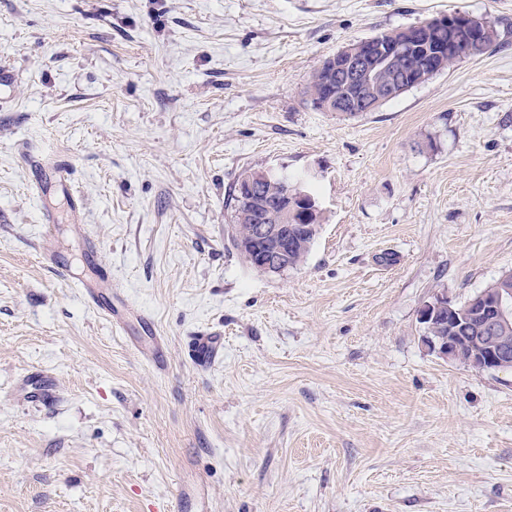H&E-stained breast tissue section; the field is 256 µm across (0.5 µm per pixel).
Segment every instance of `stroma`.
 <instances>
[{
	"label": "stroma",
	"instance_id": "stroma-1",
	"mask_svg": "<svg viewBox=\"0 0 512 512\" xmlns=\"http://www.w3.org/2000/svg\"><path fill=\"white\" fill-rule=\"evenodd\" d=\"M455 12L497 45L374 112L306 103L348 43ZM2 66L0 512H512V370L441 359L419 321L512 271V0H0ZM26 151L66 156L82 223ZM247 169L323 211L279 275L227 241ZM87 233L127 336L72 285ZM192 351L203 362L202 366L213 364L223 353L221 335L216 332L204 331L191 339ZM21 388L24 391L29 390L27 399H30L31 402L43 404L53 400L56 395L52 379L43 371H36L24 376L21 380Z\"/></svg>",
	"mask_w": 512,
	"mask_h": 512
}]
</instances>
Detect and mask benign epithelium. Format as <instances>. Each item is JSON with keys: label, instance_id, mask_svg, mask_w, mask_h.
Instances as JSON below:
<instances>
[{"label": "benign epithelium", "instance_id": "benign-epithelium-1", "mask_svg": "<svg viewBox=\"0 0 512 512\" xmlns=\"http://www.w3.org/2000/svg\"><path fill=\"white\" fill-rule=\"evenodd\" d=\"M458 21L477 39L488 31L485 19L470 15H458ZM452 23L451 17L441 16L401 30V37L387 41L378 35L363 41L356 47H345L325 58L318 67L324 75V84L331 93L316 103V110L328 112L334 102H339L341 112H358L360 106H377L400 93L405 86L419 82L415 71L438 70L445 64L444 47L429 40L435 28ZM412 58L413 69L397 83L387 81L389 72L400 62ZM282 203L272 215V222L258 224L254 233L238 241L244 251L261 254L264 270L280 274L288 268V248L295 236L288 220L301 216L303 222H312L320 208L315 198L296 185L288 184L283 177ZM448 318V328L457 335L423 338L429 350L448 361L458 357L459 347L469 348L474 369H500L509 365L508 337L498 335L500 329L512 325V290L509 288H485L475 294L468 303L466 315L460 316L453 309L452 300L440 295L425 303L420 311L421 323L434 329L439 321Z\"/></svg>", "mask_w": 512, "mask_h": 512}]
</instances>
